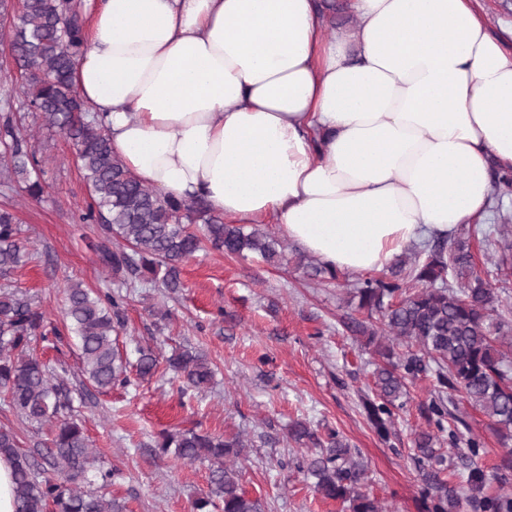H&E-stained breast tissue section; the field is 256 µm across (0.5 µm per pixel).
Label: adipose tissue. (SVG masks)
<instances>
[{
  "label": "adipose tissue",
  "mask_w": 512,
  "mask_h": 512,
  "mask_svg": "<svg viewBox=\"0 0 512 512\" xmlns=\"http://www.w3.org/2000/svg\"><path fill=\"white\" fill-rule=\"evenodd\" d=\"M98 0L74 83L144 185L365 273L481 219L512 51L475 0Z\"/></svg>",
  "instance_id": "adipose-tissue-1"
}]
</instances>
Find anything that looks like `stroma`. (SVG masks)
<instances>
[{
    "label": "stroma",
    "instance_id": "35a3bbf8",
    "mask_svg": "<svg viewBox=\"0 0 512 512\" xmlns=\"http://www.w3.org/2000/svg\"><path fill=\"white\" fill-rule=\"evenodd\" d=\"M34 144L43 161L46 189L30 198L21 185H0V205L14 208L33 258L12 278L61 326L67 279L91 288L120 291V278H108L96 247L104 240L98 225L76 223L87 188L67 141L37 130ZM177 292L135 283L122 310L120 339L128 351L151 346L159 358L191 346L203 351L216 371L213 389L186 397L165 376L128 388L94 394L81 415L105 466L122 473L112 487L131 512H193V501L208 490V470L159 453L154 440L162 430L196 429L243 435L249 442L241 461V487L259 499L263 512H348L341 502L323 498L296 468L308 450L288 438L296 419L313 429L333 428L368 464L364 490L386 512H424L422 467L412 438L427 428L422 412L435 389L434 374L409 387V401L397 411L394 433L381 441L361 405L374 387L376 356L361 348L341 320L348 313L347 291L360 275L342 273L338 281L304 279L294 265L268 264L224 255L205 247L179 267ZM457 418L441 433L448 468L456 482L463 472L461 453L470 441L480 449L477 463L493 470L507 455L487 416L458 403Z\"/></svg>",
    "mask_w": 512,
    "mask_h": 512
}]
</instances>
